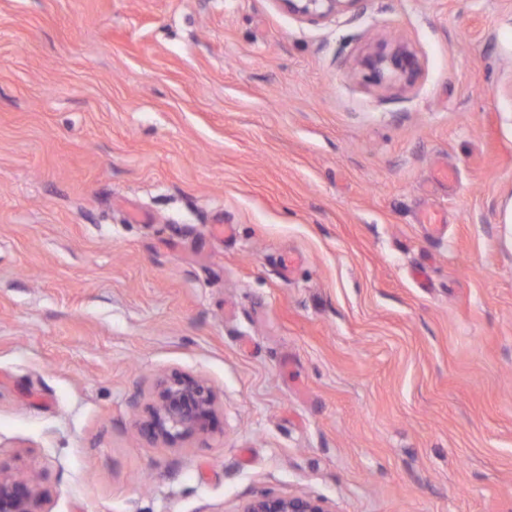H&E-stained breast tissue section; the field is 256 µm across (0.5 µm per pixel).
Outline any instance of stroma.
Returning a JSON list of instances; mask_svg holds the SVG:
<instances>
[{"mask_svg":"<svg viewBox=\"0 0 512 512\" xmlns=\"http://www.w3.org/2000/svg\"><path fill=\"white\" fill-rule=\"evenodd\" d=\"M175 371L218 416L169 446ZM0 463L47 512H512V0H0ZM278 6L301 20L318 23L338 13L355 10L362 0H275ZM362 67L370 71L377 84L403 82L412 84L419 73V63L413 50L405 43L382 42L367 53ZM216 421V393L205 380L172 373L157 384L156 401L142 422L151 438L174 445L210 433ZM241 512H331L327 502L310 495L275 496L268 493L251 499Z\"/></svg>","mask_w":512,"mask_h":512,"instance_id":"obj_1","label":"stroma"}]
</instances>
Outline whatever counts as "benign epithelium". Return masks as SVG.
I'll return each mask as SVG.
<instances>
[{
  "instance_id": "1",
  "label": "benign epithelium",
  "mask_w": 512,
  "mask_h": 512,
  "mask_svg": "<svg viewBox=\"0 0 512 512\" xmlns=\"http://www.w3.org/2000/svg\"><path fill=\"white\" fill-rule=\"evenodd\" d=\"M289 14L311 23L349 12L362 0H275ZM362 67L378 84H412L419 73L413 50L405 43L382 42L367 53ZM216 421V393L205 380L173 373L159 380L156 401L142 422L151 438L174 445L210 433ZM47 494L32 477L0 465V512H45ZM242 512H332L327 502L310 495L275 496L268 493L251 499Z\"/></svg>"
}]
</instances>
